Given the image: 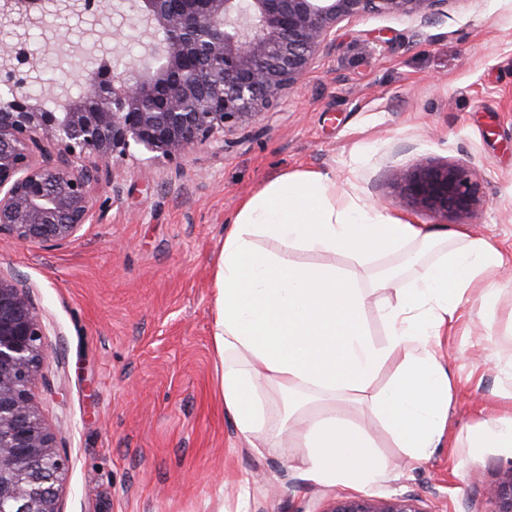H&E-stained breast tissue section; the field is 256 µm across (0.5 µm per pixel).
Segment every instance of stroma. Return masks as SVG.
<instances>
[{"mask_svg":"<svg viewBox=\"0 0 512 512\" xmlns=\"http://www.w3.org/2000/svg\"><path fill=\"white\" fill-rule=\"evenodd\" d=\"M114 2L91 15L83 0H47L55 25L0 22V46L27 43L41 67L64 50L136 61L148 40L115 39L136 19ZM430 161L475 171L486 204L465 228L500 249L508 272L441 339L453 398L439 446L420 460L384 449L385 476L359 493L494 512L512 448H473L468 436L512 390V0H448L423 25L343 21L301 86L226 144L173 161L115 158L73 241L0 238V268L26 281L51 346L35 398L68 460L61 512H326L347 496L307 477L301 449L238 445L214 344L224 226L270 180L314 170L335 176L343 204L442 227L393 184Z\"/></svg>","mask_w":512,"mask_h":512,"instance_id":"35a3bbf8","label":"stroma"}]
</instances>
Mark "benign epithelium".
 <instances>
[{"mask_svg": "<svg viewBox=\"0 0 512 512\" xmlns=\"http://www.w3.org/2000/svg\"><path fill=\"white\" fill-rule=\"evenodd\" d=\"M23 0H0V17L30 21ZM447 0H136L153 32L176 31L151 45L131 79L112 66L82 75L90 101L53 112L15 86L0 109V237L62 244L92 212L91 186L131 147L156 159L184 158L226 131L252 124L304 75L331 31L365 15L426 23ZM57 147L42 152L43 141ZM418 212L458 222L485 204L473 170L421 163L394 174ZM42 314L26 282L0 269V512H60L66 463L34 387L50 360ZM512 512V468L493 489ZM327 512H421L416 500L346 497Z\"/></svg>", "mask_w": 512, "mask_h": 512, "instance_id": "obj_1", "label": "benign epithelium"}]
</instances>
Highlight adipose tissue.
Wrapping results in <instances>:
<instances>
[{"label":"adipose tissue","instance_id":"ef3b65f1","mask_svg":"<svg viewBox=\"0 0 512 512\" xmlns=\"http://www.w3.org/2000/svg\"><path fill=\"white\" fill-rule=\"evenodd\" d=\"M448 238L461 247L422 265V247ZM267 240L273 248H264ZM312 252L327 262H305ZM336 254L354 269L331 263ZM381 254L418 275L407 281L385 273L363 288L356 267ZM502 269L501 253L486 239L337 206L329 174L286 173L264 185L227 224L215 276L221 392L240 447L266 448L286 435L303 449L316 484L376 483L386 461L350 422L355 403L369 404L388 447L416 459L438 447L451 380L435 339L447 334L465 299L489 295ZM373 292L387 326L382 345L365 323ZM470 445L511 448L512 410L481 421Z\"/></svg>","mask_w":512,"mask_h":512}]
</instances>
